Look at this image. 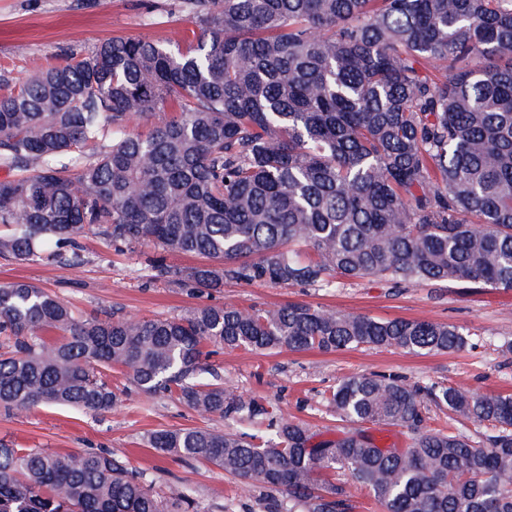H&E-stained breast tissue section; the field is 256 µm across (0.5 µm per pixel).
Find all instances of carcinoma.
<instances>
[{
    "label": "carcinoma",
    "instance_id": "1",
    "mask_svg": "<svg viewBox=\"0 0 512 512\" xmlns=\"http://www.w3.org/2000/svg\"><path fill=\"white\" fill-rule=\"evenodd\" d=\"M185 51L116 38L16 82L0 73V256L80 263L89 234L152 243L151 277L196 298L224 282L343 279L512 288V0H184ZM160 117L145 134L135 118ZM177 252L208 259L180 268ZM54 330L59 339L47 342ZM464 329L306 304L201 303L171 318L82 317L25 282L0 286V406L91 414L107 372L201 417L272 432H153L155 451L269 490L262 512H512V396L354 375L325 396L352 427L315 440L224 387L214 350L455 351ZM471 423L432 428L427 403ZM406 429L383 448L367 425ZM0 512H198L108 450L0 444Z\"/></svg>",
    "mask_w": 512,
    "mask_h": 512
}]
</instances>
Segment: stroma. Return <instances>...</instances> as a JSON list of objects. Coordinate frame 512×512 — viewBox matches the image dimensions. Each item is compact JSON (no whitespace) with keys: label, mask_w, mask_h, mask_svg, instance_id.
<instances>
[{"label":"stroma","mask_w":512,"mask_h":512,"mask_svg":"<svg viewBox=\"0 0 512 512\" xmlns=\"http://www.w3.org/2000/svg\"><path fill=\"white\" fill-rule=\"evenodd\" d=\"M193 24L182 0H0V71L14 80L34 66L52 67L90 53L112 38H148L176 44ZM152 245L110 246L90 235L76 266L17 263L0 258V285L26 281L91 316L103 309L131 318L177 317L197 300L180 288L150 280L146 259ZM212 303L275 309L305 303L377 320H428L463 328L469 345L460 351L408 352L362 347L335 352L227 350L211 363L226 387L262 402L273 416L305 424L318 438L337 435L325 393L357 374H392L412 385H452L478 395H512V289L481 283L401 284L345 280L336 287H280L225 283ZM128 370L110 372L121 404L103 414L38 406L22 414L0 409V442L65 454L105 449L142 473L156 490L179 487L201 512H260L264 491L223 469L181 461L149 448L160 429L224 430L227 420L204 418L175 399L131 387Z\"/></svg>","instance_id":"obj_1"}]
</instances>
